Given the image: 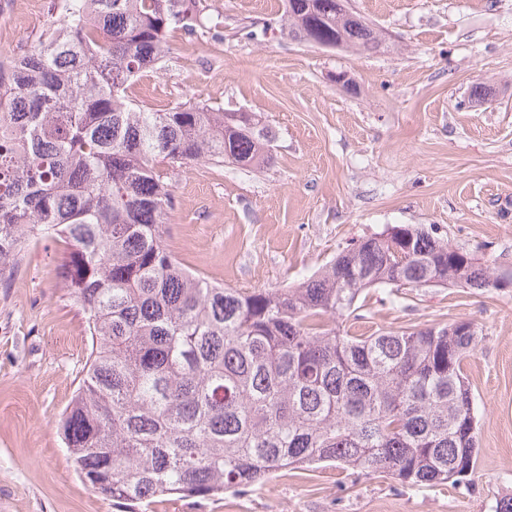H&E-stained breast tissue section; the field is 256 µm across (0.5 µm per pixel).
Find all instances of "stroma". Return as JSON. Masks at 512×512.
I'll return each mask as SVG.
<instances>
[{
  "mask_svg": "<svg viewBox=\"0 0 512 512\" xmlns=\"http://www.w3.org/2000/svg\"><path fill=\"white\" fill-rule=\"evenodd\" d=\"M352 7L388 50L299 43L281 26L284 0H197L203 28L173 32L164 66L129 84L144 110L241 108L276 133L270 167L201 161L172 175L165 241L211 283L293 286L395 224L512 272V0ZM50 21L45 0H0V52L30 46ZM342 71L355 90L337 83ZM68 255L31 241L0 288V512H127L79 476L59 432L90 344L65 290ZM459 320L478 334L463 364L478 453L462 483L410 487L324 463L235 494L167 497L154 512H496L512 498V288H375L340 325L367 336Z\"/></svg>",
  "mask_w": 512,
  "mask_h": 512,
  "instance_id": "1",
  "label": "stroma"
}]
</instances>
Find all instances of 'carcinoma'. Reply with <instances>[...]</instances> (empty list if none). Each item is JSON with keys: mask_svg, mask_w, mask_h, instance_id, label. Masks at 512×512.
Returning a JSON list of instances; mask_svg holds the SVG:
<instances>
[{"mask_svg": "<svg viewBox=\"0 0 512 512\" xmlns=\"http://www.w3.org/2000/svg\"><path fill=\"white\" fill-rule=\"evenodd\" d=\"M334 2L285 0L288 34L388 49ZM198 27L195 0H64L30 49L0 59V285L30 240L71 244L66 287L91 336L60 421L77 471L133 512L320 463L407 485L462 482L477 456L463 370L474 325L352 336L336 320L396 278L491 288L490 268L392 225L296 286L240 291L192 273L165 244L170 172L274 162V134L255 112L127 101V84L169 54L170 34Z\"/></svg>", "mask_w": 512, "mask_h": 512, "instance_id": "cac0c4a2", "label": "carcinoma"}]
</instances>
